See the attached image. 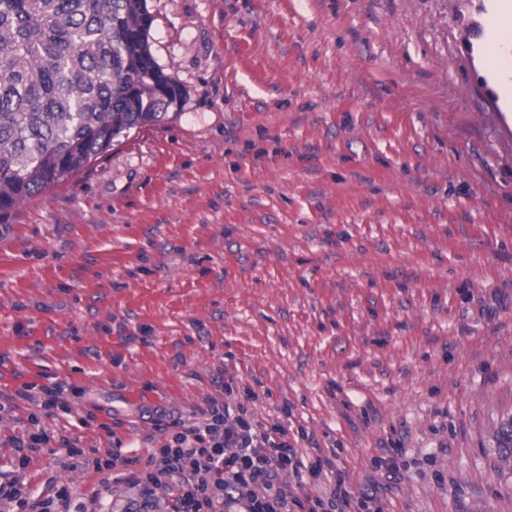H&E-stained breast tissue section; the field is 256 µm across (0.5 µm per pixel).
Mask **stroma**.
Wrapping results in <instances>:
<instances>
[{"mask_svg":"<svg viewBox=\"0 0 512 512\" xmlns=\"http://www.w3.org/2000/svg\"><path fill=\"white\" fill-rule=\"evenodd\" d=\"M148 7L183 107L0 212V395L82 391L0 412V478L110 512L74 454L141 470L250 390L338 512H512V0ZM35 389V386L29 387L27 386L23 391H17L15 395L6 396L4 398L5 403H2V398L0 397V411L4 410L6 406H11L15 400L23 399L28 401H39L42 400L41 406H55L64 404L63 393L65 392V386L61 383H52L51 385L41 386L39 391L35 394L31 393V390ZM496 448L502 461L512 463V416L502 418L494 435Z\"/></svg>","mask_w":512,"mask_h":512,"instance_id":"35a3bbf8","label":"stroma"}]
</instances>
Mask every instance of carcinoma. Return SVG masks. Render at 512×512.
<instances>
[{
	"mask_svg": "<svg viewBox=\"0 0 512 512\" xmlns=\"http://www.w3.org/2000/svg\"><path fill=\"white\" fill-rule=\"evenodd\" d=\"M147 0H0V210L67 181L186 89L154 58ZM512 463V416L494 435ZM122 512H166L151 495Z\"/></svg>",
	"mask_w": 512,
	"mask_h": 512,
	"instance_id": "carcinoma-1",
	"label": "carcinoma"
}]
</instances>
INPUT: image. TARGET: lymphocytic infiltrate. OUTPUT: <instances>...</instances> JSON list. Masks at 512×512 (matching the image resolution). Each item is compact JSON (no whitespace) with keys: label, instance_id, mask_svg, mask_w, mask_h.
Returning a JSON list of instances; mask_svg holds the SVG:
<instances>
[{"label":"lymphocytic infiltrate","instance_id":"obj_1","mask_svg":"<svg viewBox=\"0 0 512 512\" xmlns=\"http://www.w3.org/2000/svg\"><path fill=\"white\" fill-rule=\"evenodd\" d=\"M302 462L285 429L255 421L245 403L229 406L210 400L192 425L177 426L150 468L133 473L132 481L164 484L175 496V512H332L346 497L335 486L329 500L288 498L280 486L283 474Z\"/></svg>","mask_w":512,"mask_h":512}]
</instances>
